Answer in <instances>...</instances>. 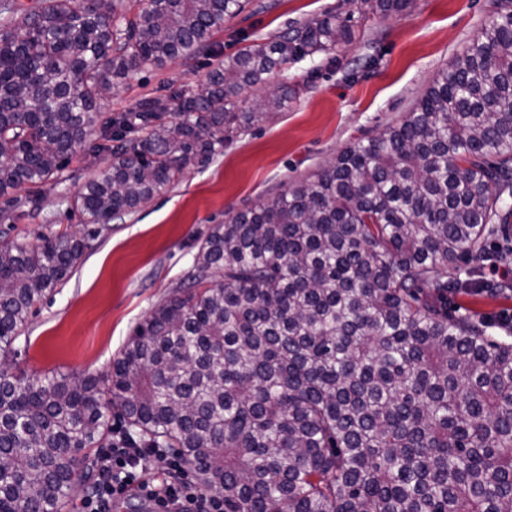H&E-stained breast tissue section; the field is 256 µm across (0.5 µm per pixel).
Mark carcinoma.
I'll return each mask as SVG.
<instances>
[{
	"instance_id": "obj_1",
	"label": "carcinoma",
	"mask_w": 512,
	"mask_h": 512,
	"mask_svg": "<svg viewBox=\"0 0 512 512\" xmlns=\"http://www.w3.org/2000/svg\"><path fill=\"white\" fill-rule=\"evenodd\" d=\"M399 15L408 0H362ZM249 0H44L0 36V194L60 177L93 130L111 156L76 205L137 210L295 90L238 98L350 38L326 14L228 55L204 81L103 119L112 79L201 54ZM512 193V12L378 135L215 224L188 282L80 382L0 363V512H63L121 431L173 448L224 512H512V341L448 312ZM84 240L0 244V352L71 276Z\"/></svg>"
}]
</instances>
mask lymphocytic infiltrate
<instances>
[{"label":"lymphocytic infiltrate","mask_w":512,"mask_h":512,"mask_svg":"<svg viewBox=\"0 0 512 512\" xmlns=\"http://www.w3.org/2000/svg\"><path fill=\"white\" fill-rule=\"evenodd\" d=\"M165 468L146 481L142 474L153 461ZM98 476L82 497L77 512H111L114 499L136 494L151 502L156 512H224V496L203 491L189 480L181 459L165 448H136L121 435L97 458Z\"/></svg>","instance_id":"f902f5d3"}]
</instances>
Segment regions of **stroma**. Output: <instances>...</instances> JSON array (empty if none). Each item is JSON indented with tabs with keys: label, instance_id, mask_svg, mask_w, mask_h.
<instances>
[{
	"label": "stroma",
	"instance_id": "35a3bbf8",
	"mask_svg": "<svg viewBox=\"0 0 512 512\" xmlns=\"http://www.w3.org/2000/svg\"><path fill=\"white\" fill-rule=\"evenodd\" d=\"M509 11L512 0H409L404 14L381 17L364 12L360 0H251L214 32L208 52L118 79L101 103L103 117L180 87L194 89L246 41L269 40L325 13L349 19L354 31L351 42L273 70L259 94L284 84L296 89L283 109L100 231L75 204L84 182L110 162L93 150L97 135L75 148L62 180L12 190L21 206L0 216V243L32 244L60 232L87 242L70 279L35 304L8 358L13 371L31 378L59 371L77 380L107 372L134 327L192 270L212 225L301 182L347 145L401 119L455 56ZM448 309L512 315V293L457 289Z\"/></svg>",
	"mask_w": 512,
	"mask_h": 512
}]
</instances>
